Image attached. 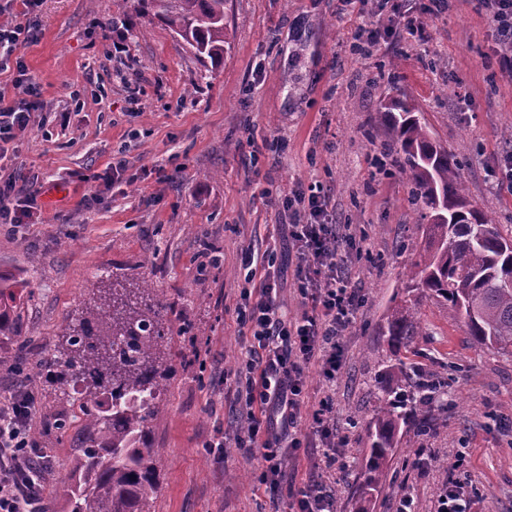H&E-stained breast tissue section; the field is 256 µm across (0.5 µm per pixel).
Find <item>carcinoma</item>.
<instances>
[{
  "mask_svg": "<svg viewBox=\"0 0 512 512\" xmlns=\"http://www.w3.org/2000/svg\"><path fill=\"white\" fill-rule=\"evenodd\" d=\"M201 60L224 62L227 0H141ZM379 112L401 159L412 204L426 210L425 242L406 268L405 291L448 303L451 315L481 347L512 357V236L473 207L462 165L432 137L423 114L407 99L380 104ZM29 282L0 273V358L13 351ZM165 310L158 289L110 288L82 310L80 327L40 363L56 381L85 386L84 447L72 464V481L52 512H150L160 484L149 423L166 409L168 369ZM422 332L408 300L391 307L382 335L395 350ZM381 403L368 424L371 445L361 474L359 508L368 512L398 447L400 425L418 416L427 432L431 396L407 381L401 364L378 377Z\"/></svg>",
  "mask_w": 512,
  "mask_h": 512,
  "instance_id": "1",
  "label": "carcinoma"
}]
</instances>
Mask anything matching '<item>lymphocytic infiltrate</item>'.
Masks as SVG:
<instances>
[{
	"mask_svg": "<svg viewBox=\"0 0 512 512\" xmlns=\"http://www.w3.org/2000/svg\"><path fill=\"white\" fill-rule=\"evenodd\" d=\"M32 22L0 25V72L15 69L17 85L25 100L7 101L0 93V142L25 131L39 107V88L29 80L23 61L13 54L20 39H35ZM302 204L305 218L293 223L300 292L311 303L300 320L289 321L278 300L271 274V253L255 257L244 252L246 264L259 273V283L237 308V320L249 332L247 358L238 371V392L249 408L247 426L236 436L235 446L245 456L261 458L256 476L266 492L275 493L282 466L290 450L303 442L294 430L304 402V369L316 364L325 381H333L342 366L343 338L355 319L357 292L351 279L327 259L338 249L339 238L325 220L326 196L292 192ZM41 212L36 187L20 188L13 181L0 182V223L31 224ZM34 396L20 389L12 402L0 407V512H43L42 471L35 464L36 442L31 434Z\"/></svg>",
	"mask_w": 512,
	"mask_h": 512,
	"instance_id": "obj_1",
	"label": "lymphocytic infiltrate"
}]
</instances>
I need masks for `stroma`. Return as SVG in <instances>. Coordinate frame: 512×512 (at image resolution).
<instances>
[{
  "label": "stroma",
  "instance_id": "35a3bbf8",
  "mask_svg": "<svg viewBox=\"0 0 512 512\" xmlns=\"http://www.w3.org/2000/svg\"><path fill=\"white\" fill-rule=\"evenodd\" d=\"M426 2L403 0L425 28L420 37L398 24L390 0H229L227 51L215 67L138 0H41L39 36L17 49L41 107L33 127L7 142L0 179L37 182L42 210L38 223L0 224V271L33 287L22 315L32 361L65 347L82 307L113 282L160 289L171 361L166 410L149 425L161 475L151 512H291L293 490L317 474L333 512H354L367 424L382 397L377 378L397 363L444 381L443 401L428 413L429 435L401 427L370 512H394L404 490L416 512H431L458 455L472 512H512V358L480 348L428 297L418 304L426 332L409 348L392 351L381 334L426 227L386 151L380 102L414 104L462 163L468 199L512 232V194L489 174L512 150V80L496 28L482 0H448L435 15ZM112 19L126 23L130 52H113L103 37L99 25ZM132 71L138 82L125 83ZM117 161L118 181L100 192L96 174ZM299 186L329 196V218L350 238L340 256L359 305L336 379L305 370L302 412L333 402L336 464L320 448L290 454L272 502L254 483L258 459L208 444L246 424L233 381L246 358L236 321L251 286L242 252L274 253L289 319L310 308L283 204ZM188 322L199 335L183 334ZM20 388L34 392L31 431L50 445L48 501L70 480L82 421L49 376L0 362V398ZM417 456L426 466L408 467Z\"/></svg>",
  "mask_w": 512,
  "mask_h": 512
}]
</instances>
